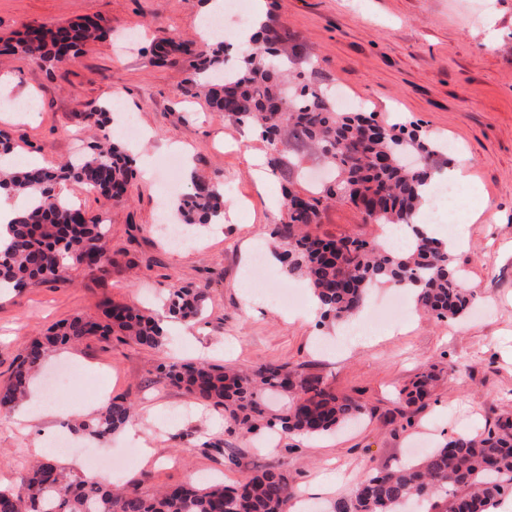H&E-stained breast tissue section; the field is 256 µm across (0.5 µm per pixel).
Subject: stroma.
<instances>
[{"mask_svg": "<svg viewBox=\"0 0 512 512\" xmlns=\"http://www.w3.org/2000/svg\"><path fill=\"white\" fill-rule=\"evenodd\" d=\"M205 0H0V38L28 24L52 25L90 17L110 26L106 39L77 57L46 69L21 58L0 57L12 76L10 98L34 95L33 119L0 118L23 161L51 166L71 157L79 141L99 136L86 112L113 92L144 132L138 152L152 162L185 147L179 191L193 182L237 186L227 197L224 221L187 230L183 253L157 232L159 212L175 215V198L159 180L134 178L125 204L102 209L98 195L77 183L63 194L88 211H104L105 270H68L60 283H32L0 294V384L15 357L48 327L77 314L97 316L104 303L127 302L160 310L171 286L204 289L200 320L173 323L164 345L148 348L91 338L54 353L37 382L68 412L21 424L0 414V487H16L25 469L57 432L76 446L120 455L150 438L153 461H135L124 485L157 490L206 478L231 485L271 466L287 472L299 503L329 512L349 496L368 470L410 458L414 442L442 446L449 436L492 427L512 416V0H265L264 11L287 32L297 68L324 87L340 86L381 115L413 121L452 143L449 163L466 156L478 193L464 194L458 212H478L453 246L456 265L476 296L463 320L440 321L408 308L393 313L371 340L346 342L339 327L299 319L298 309L264 299L246 302L243 274L259 242L269 241L281 217L280 175L259 179L255 161L264 147L246 128L212 112L205 98L183 93L188 64L180 58L152 65L147 50L159 37L195 39ZM497 33L486 46V23ZM317 233L381 238L347 203L329 205ZM206 360L246 370L263 362L302 366L337 394L362 404L365 414L342 431L315 439L230 432L222 409L197 404L183 388L155 381L157 367L176 360ZM441 369L424 407H406L398 392L429 366ZM135 403L137 435L97 440L76 432L103 398ZM224 446L223 453L212 443ZM233 461H225V454Z\"/></svg>", "mask_w": 512, "mask_h": 512, "instance_id": "35a3bbf8", "label": "stroma"}]
</instances>
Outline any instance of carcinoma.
I'll return each mask as SVG.
<instances>
[{"label":"carcinoma","mask_w":512,"mask_h":512,"mask_svg":"<svg viewBox=\"0 0 512 512\" xmlns=\"http://www.w3.org/2000/svg\"><path fill=\"white\" fill-rule=\"evenodd\" d=\"M97 22H70L43 35L24 32L0 44V55L52 66L69 50L102 39ZM254 53L226 70L225 44L161 38L151 47L150 61L161 64L175 54L189 55L191 76L185 93L204 95L213 111L250 127L264 142L269 170L283 175V212L270 237L276 256L301 273L321 305V321L345 322L360 313L376 284L413 291L416 306L438 320L462 318L474 297L460 285L451 246L414 225L421 189L437 165L447 162L442 142L419 130L373 112H338L332 95L292 74L288 36L271 17L253 36ZM93 124L112 123L111 103L86 114ZM316 151L332 171L318 189H295L300 154ZM126 142L110 134L90 143L76 158L57 168L23 166L0 169V189L34 194L29 209L15 223L13 238L0 248V288H22L31 282L64 279L68 269L104 270L110 261L101 217L67 202L57 191L64 182L93 187L108 206L119 203L133 177ZM348 202L378 224L407 226L409 244L393 250L359 237L323 238L309 231L320 223L325 207ZM224 193L198 186L178 206L180 223L206 225L224 214ZM204 290L174 286L165 313L183 321L202 315ZM116 336L149 348L166 336L162 319L138 308L110 302L103 317L75 315L33 341L13 363L0 387V410L15 411L30 380L56 351L90 338ZM158 382L182 384L203 404L224 409L230 429L243 435L279 429L317 437L339 428L362 412V405L337 395L323 380L287 363H263L240 373L207 362L171 363L160 368ZM435 369L420 372L402 391L409 405L431 396ZM285 400L274 414L266 397ZM135 408L125 398L105 403L88 421L76 426L105 439L130 424ZM293 494L288 477L266 468L236 487L195 485L166 487L149 493L133 484L117 489L90 483L50 457L35 461L14 489H0V512H285ZM512 496V418L475 436L451 437L429 448L411 464L366 474L352 493L336 500L332 512H406L411 500L419 512H493L495 503Z\"/></svg>","instance_id":"1"}]
</instances>
